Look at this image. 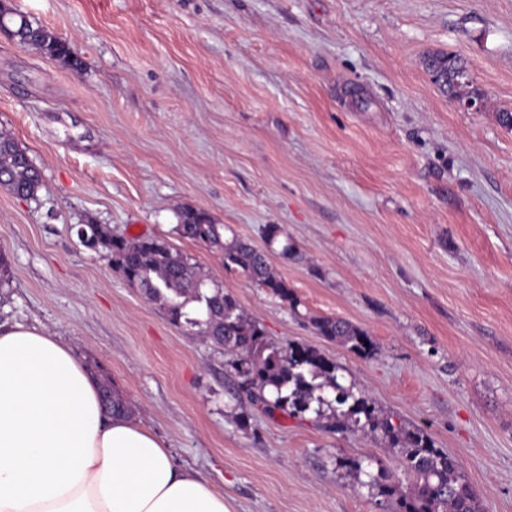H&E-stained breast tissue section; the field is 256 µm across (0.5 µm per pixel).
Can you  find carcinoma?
Here are the masks:
<instances>
[{
    "instance_id": "cac0c4a2",
    "label": "carcinoma",
    "mask_w": 512,
    "mask_h": 512,
    "mask_svg": "<svg viewBox=\"0 0 512 512\" xmlns=\"http://www.w3.org/2000/svg\"><path fill=\"white\" fill-rule=\"evenodd\" d=\"M2 15L20 44L74 69L81 68L82 61L66 40L27 18L12 15L11 9L0 4ZM424 65L430 73L439 70L446 74L448 81L442 91L451 98L459 101L476 96L469 79L460 76L467 67L459 57L429 53ZM0 174L5 178L0 185L23 198L34 197L42 181L26 150L8 135H0ZM177 218L175 230L181 237L221 255L225 269L243 273L298 313L300 302L272 269L265 252L239 239L228 226L214 223L202 210L183 207ZM95 229L113 269L135 281L142 294L163 307L174 323L185 324L232 355L231 373L237 389L248 393L255 404L269 413L282 411L293 417L312 413L323 419L329 411L354 429L379 435L390 447L400 449V467L412 477L409 491H401L380 466L375 473L365 472L368 480L360 482L371 495L397 498L396 512H480L478 498L460 473L458 461L434 448L424 433L393 424L367 393H356L340 383L339 366L319 350L272 343L261 324L251 319L223 286L207 278L188 258L173 252L164 240L109 236L99 224L87 231ZM266 235L270 244L283 238V256L294 254V246L278 225H268ZM310 322L317 334L359 355L367 357L375 349L370 336L347 320L312 317ZM101 395L109 397L112 411L132 414L126 401L105 382L101 383Z\"/></svg>"
}]
</instances>
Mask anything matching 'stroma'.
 I'll list each match as a JSON object with an SVG mask.
<instances>
[{
    "label": "stroma",
    "instance_id": "1",
    "mask_svg": "<svg viewBox=\"0 0 512 512\" xmlns=\"http://www.w3.org/2000/svg\"><path fill=\"white\" fill-rule=\"evenodd\" d=\"M66 39L74 70L0 34V132L40 170L0 187V323L43 328L110 384L230 512H395L336 459L398 449L234 394L229 357L86 248L81 224L156 236L272 342L311 345L394 424L454 457L481 512H512V0H7ZM461 57L482 109L423 59ZM205 211L300 301L291 312L179 236ZM280 225L297 256L267 245ZM337 316L375 344L319 336ZM250 416L240 429L234 415ZM310 322L317 334L327 340L348 345L350 350L369 356L375 349L370 336L351 322L338 317H311ZM368 342V346H365Z\"/></svg>",
    "mask_w": 512,
    "mask_h": 512
}]
</instances>
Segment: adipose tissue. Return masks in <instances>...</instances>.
<instances>
[{
	"label": "adipose tissue",
	"instance_id": "adipose-tissue-1",
	"mask_svg": "<svg viewBox=\"0 0 512 512\" xmlns=\"http://www.w3.org/2000/svg\"><path fill=\"white\" fill-rule=\"evenodd\" d=\"M0 512H228L161 441L108 414L98 381L42 328L0 326Z\"/></svg>",
	"mask_w": 512,
	"mask_h": 512
}]
</instances>
